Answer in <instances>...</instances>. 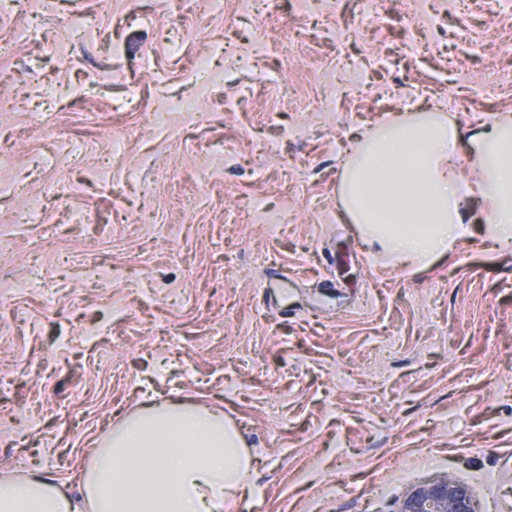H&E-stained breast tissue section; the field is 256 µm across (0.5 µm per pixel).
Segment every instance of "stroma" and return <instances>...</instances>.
<instances>
[{
    "instance_id": "1",
    "label": "stroma",
    "mask_w": 512,
    "mask_h": 512,
    "mask_svg": "<svg viewBox=\"0 0 512 512\" xmlns=\"http://www.w3.org/2000/svg\"><path fill=\"white\" fill-rule=\"evenodd\" d=\"M182 99L196 117L154 120ZM419 112L467 137L512 114V0H8L0 474L69 484L180 398L247 446L224 512H400L448 476L512 512V244L476 228L400 268L341 207L349 150ZM64 254L120 275L87 287Z\"/></svg>"
}]
</instances>
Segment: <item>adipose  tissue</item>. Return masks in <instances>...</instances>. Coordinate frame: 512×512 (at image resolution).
Listing matches in <instances>:
<instances>
[{
    "instance_id": "ef3b65f1",
    "label": "adipose tissue",
    "mask_w": 512,
    "mask_h": 512,
    "mask_svg": "<svg viewBox=\"0 0 512 512\" xmlns=\"http://www.w3.org/2000/svg\"><path fill=\"white\" fill-rule=\"evenodd\" d=\"M461 131L433 112L393 122L345 167L343 210L400 267L424 268L480 225L512 240V116L471 135L466 180ZM485 202L474 211L472 200ZM251 458L221 411L178 402L144 406L116 426L73 486L41 473L0 477V512H224L248 490Z\"/></svg>"
}]
</instances>
